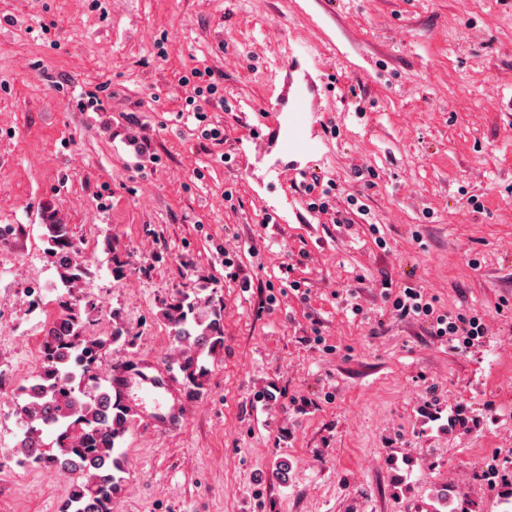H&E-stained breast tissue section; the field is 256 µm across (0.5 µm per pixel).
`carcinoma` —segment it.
Here are the masks:
<instances>
[{"instance_id":"cac0c4a2","label":"carcinoma","mask_w":512,"mask_h":512,"mask_svg":"<svg viewBox=\"0 0 512 512\" xmlns=\"http://www.w3.org/2000/svg\"><path fill=\"white\" fill-rule=\"evenodd\" d=\"M46 243L47 253L61 270L63 286L70 287L84 263L73 260V244L58 225H49ZM199 304L196 292H182L166 308L173 336L194 344L179 363L193 386L207 373L200 352L224 344V307L211 309L206 320L199 315ZM91 312L90 305L81 304L73 295L59 301L58 315L41 343L36 387L22 388L27 401L16 410L22 432L17 443L22 454L19 463L72 468L80 475L62 512H112V500L121 486L122 458L116 444L127 430V420L120 402L112 399L111 389L92 371V364L123 331L87 335L91 322L87 314ZM46 434L54 435L50 453L44 451Z\"/></svg>"}]
</instances>
